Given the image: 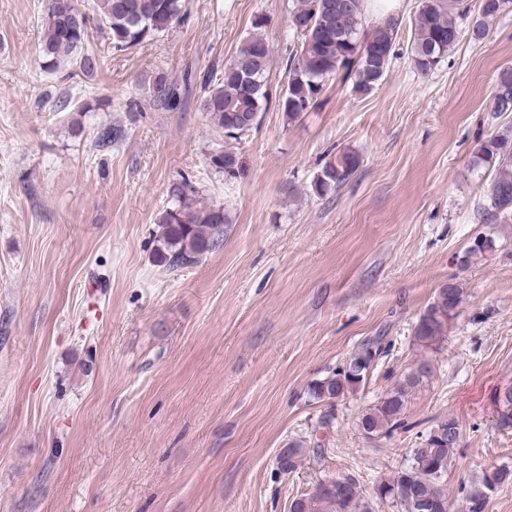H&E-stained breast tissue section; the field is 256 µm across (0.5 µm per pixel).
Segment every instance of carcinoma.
<instances>
[{"label":"carcinoma","mask_w":512,"mask_h":512,"mask_svg":"<svg viewBox=\"0 0 512 512\" xmlns=\"http://www.w3.org/2000/svg\"><path fill=\"white\" fill-rule=\"evenodd\" d=\"M511 1L479 0L478 15L468 29L470 40L482 41L488 22L506 10ZM469 10L467 0H421L414 18L411 44L413 62L420 72L427 74L436 69L448 51L456 46L462 35L457 18ZM181 11V0H90L83 9L77 0H49L39 41L45 69L55 71L66 57L78 53L80 69L85 74L98 70V55L84 48L92 15L107 25V40L112 49L126 51L170 28L179 20ZM365 22L363 0H295L289 25L300 42L288 58V84L277 100L278 110L288 123L310 111L328 81L341 71L353 80L354 91L361 94L371 92L383 81L394 56L396 22L377 25L371 36L361 41L359 35ZM265 26L266 18L257 17L254 32L240 42L220 75L210 73L204 79L207 94L203 109L229 138L250 131L270 103L267 71L271 48L260 34ZM154 93L155 98L169 108L181 101L179 88L162 76L154 81ZM493 109L512 112L511 67L499 73ZM210 163L229 175L235 174L238 168L235 155L230 152L212 155ZM476 164L494 170L481 205L483 212L497 215L512 209V137L494 136L483 141L477 151ZM360 165L358 152L343 151L317 175L315 191L321 196L336 191L350 180ZM188 188L190 184L185 180L182 186L172 190V204L159 218L157 258L171 270L199 262L205 253L220 245L231 223L224 207L197 205L186 200ZM496 247L494 234L479 235L466 250L464 261L484 257ZM463 301L464 291L458 284L452 282L440 288L414 326L416 345L427 351L440 350ZM380 344L378 337L365 341L342 367L314 382L309 389L313 400L331 403L356 392L380 355ZM430 373L429 360H418L385 397L362 413L359 424L363 432L369 436H387L397 429L409 394ZM496 403L501 406L498 427L512 430V387L499 391ZM456 425L458 421L448 417L419 434L420 441L409 450L406 463L375 486L376 503L389 504L398 512H448L444 477L452 465L457 443V437H448V427ZM310 452L305 441H289L285 448L288 472L300 468ZM509 482H512V469L507 466L485 470L477 478L462 482L464 512H485L490 494ZM290 512H374V508L365 499L358 481L346 475L324 480L316 485L313 493L295 498Z\"/></svg>","instance_id":"1"}]
</instances>
